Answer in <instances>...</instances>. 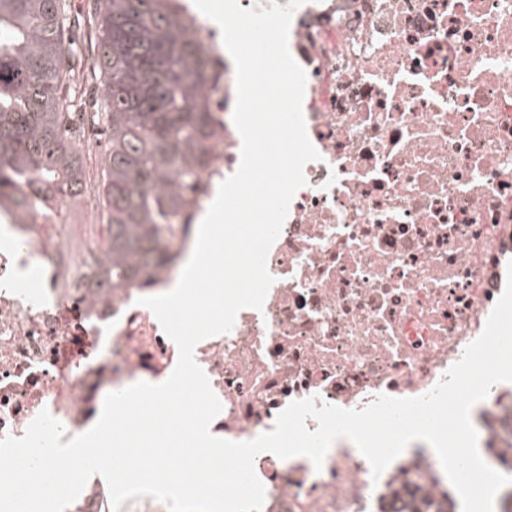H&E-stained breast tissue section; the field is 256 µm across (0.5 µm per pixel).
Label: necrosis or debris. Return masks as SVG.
<instances>
[{"mask_svg": "<svg viewBox=\"0 0 512 512\" xmlns=\"http://www.w3.org/2000/svg\"><path fill=\"white\" fill-rule=\"evenodd\" d=\"M218 84L221 124L197 188L178 211L167 263L103 285L108 219L100 204L102 132L79 196L30 212L0 208V439L41 411L65 438L102 399L160 383L178 349L139 298L180 277L196 226L240 163L236 74L221 31L197 15ZM288 46L306 73L302 109L319 160L304 167L267 258L262 309L200 341L195 359L222 404L211 433L246 442L291 402L360 409L385 394L425 395L482 333L512 276V0H306ZM471 421L494 456L512 449V382L494 385ZM261 512H413L445 501L448 479L425 442L380 476L336 439L322 468L260 453Z\"/></svg>", "mask_w": 512, "mask_h": 512, "instance_id": "necrosis-or-debris-1", "label": "necrosis or debris"}]
</instances>
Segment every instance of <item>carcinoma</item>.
<instances>
[{"label": "carcinoma", "instance_id": "carcinoma-1", "mask_svg": "<svg viewBox=\"0 0 512 512\" xmlns=\"http://www.w3.org/2000/svg\"><path fill=\"white\" fill-rule=\"evenodd\" d=\"M181 0H102L95 72L108 132L101 181L107 275L131 282L164 262L182 190L196 179L217 121L211 74ZM67 0H0V205L20 211L76 197L83 158L70 133L80 90Z\"/></svg>", "mask_w": 512, "mask_h": 512}]
</instances>
